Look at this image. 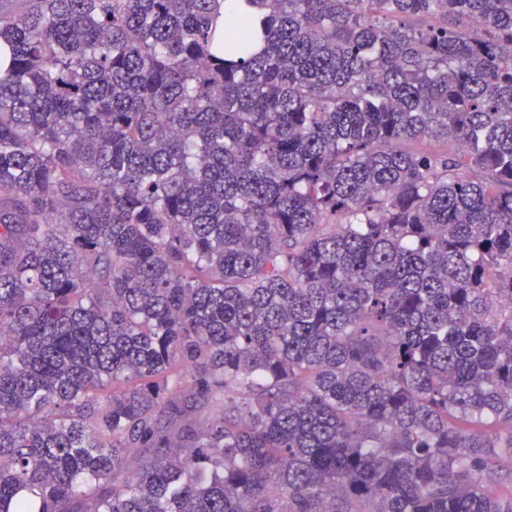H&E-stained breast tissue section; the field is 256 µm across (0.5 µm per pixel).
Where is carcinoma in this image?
Listing matches in <instances>:
<instances>
[{
	"label": "carcinoma",
	"instance_id": "1",
	"mask_svg": "<svg viewBox=\"0 0 512 512\" xmlns=\"http://www.w3.org/2000/svg\"><path fill=\"white\" fill-rule=\"evenodd\" d=\"M224 2L0 0V512H512V0Z\"/></svg>",
	"mask_w": 512,
	"mask_h": 512
}]
</instances>
